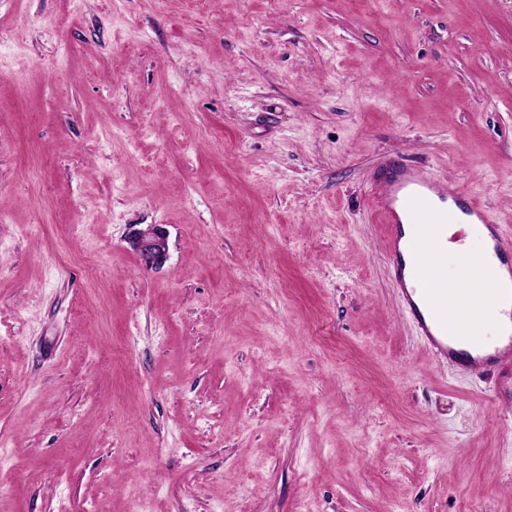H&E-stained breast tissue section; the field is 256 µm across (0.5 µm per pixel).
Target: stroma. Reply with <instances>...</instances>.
Segmentation results:
<instances>
[{
    "mask_svg": "<svg viewBox=\"0 0 512 512\" xmlns=\"http://www.w3.org/2000/svg\"><path fill=\"white\" fill-rule=\"evenodd\" d=\"M394 161L512 231V0H0V512H512ZM129 241L146 269H160L168 260L167 232L159 224L132 229Z\"/></svg>",
    "mask_w": 512,
    "mask_h": 512,
    "instance_id": "obj_1",
    "label": "stroma"
}]
</instances>
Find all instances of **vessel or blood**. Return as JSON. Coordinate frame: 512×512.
Instances as JSON below:
<instances>
[{
    "label": "vessel or blood",
    "mask_w": 512,
    "mask_h": 512,
    "mask_svg": "<svg viewBox=\"0 0 512 512\" xmlns=\"http://www.w3.org/2000/svg\"><path fill=\"white\" fill-rule=\"evenodd\" d=\"M372 191L390 228L385 257L419 336L456 370L499 371L502 396L511 400L512 327L491 341L476 326L512 308V235L484 206L420 169L388 166ZM461 219L485 236L500 267L487 268L483 252L463 253L457 267L463 285L452 288L444 276L448 251L442 237L447 224Z\"/></svg>",
    "instance_id": "b4317fda"
}]
</instances>
